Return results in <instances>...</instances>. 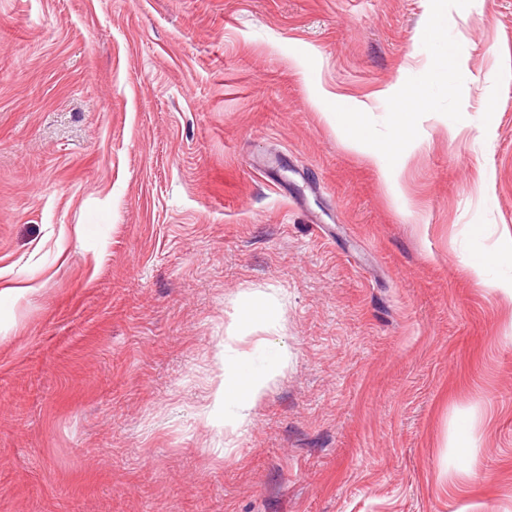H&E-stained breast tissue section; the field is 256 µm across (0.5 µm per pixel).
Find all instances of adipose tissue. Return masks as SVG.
<instances>
[{"label":"adipose tissue","mask_w":512,"mask_h":512,"mask_svg":"<svg viewBox=\"0 0 512 512\" xmlns=\"http://www.w3.org/2000/svg\"><path fill=\"white\" fill-rule=\"evenodd\" d=\"M326 119L347 144L364 150L390 188H397L398 181L392 172L388 152L375 147L363 131V113L355 110L330 112L327 113ZM281 355V349L271 345L259 360L242 357L225 363L224 384L220 390V398L225 411L234 412L238 422H245L251 409L262 399L269 382L274 377V370Z\"/></svg>","instance_id":"1"}]
</instances>
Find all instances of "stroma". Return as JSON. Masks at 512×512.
Returning <instances> with one entry per match:
<instances>
[{
  "instance_id": "35a3bbf8",
  "label": "stroma",
  "mask_w": 512,
  "mask_h": 512,
  "mask_svg": "<svg viewBox=\"0 0 512 512\" xmlns=\"http://www.w3.org/2000/svg\"><path fill=\"white\" fill-rule=\"evenodd\" d=\"M354 107L399 194L321 116ZM488 251L512 0H0V512H512ZM282 353L278 346L271 344L265 355L257 361L241 357L237 361L225 363L224 386L220 389L224 417L233 411L237 415V426L246 421L251 409L264 396Z\"/></svg>"
}]
</instances>
